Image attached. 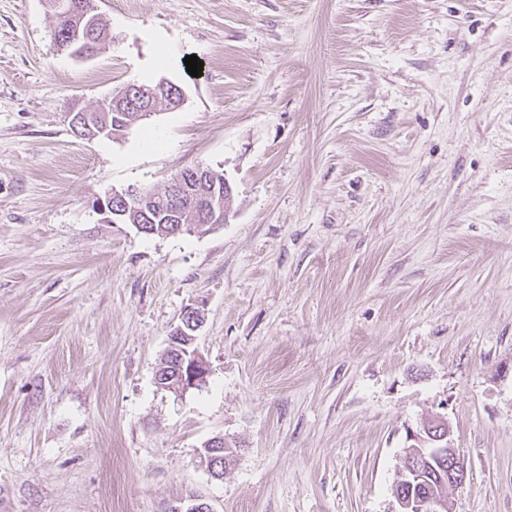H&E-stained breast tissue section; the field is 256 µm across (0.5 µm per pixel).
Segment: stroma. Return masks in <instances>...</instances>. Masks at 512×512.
Listing matches in <instances>:
<instances>
[{"label":"stroma","mask_w":512,"mask_h":512,"mask_svg":"<svg viewBox=\"0 0 512 512\" xmlns=\"http://www.w3.org/2000/svg\"><path fill=\"white\" fill-rule=\"evenodd\" d=\"M96 8L112 41L78 61L53 0H0V512H396L437 417L468 465L454 512H512V0ZM161 80L179 107L71 131ZM195 165L234 190L207 233L95 206ZM197 301L211 375L179 396L155 374ZM160 82V81H159ZM157 82V83H159ZM155 84H144V83H131L126 84L127 85H133L138 87H149V88H141L140 89V95L143 96V100L150 99V102L153 103L152 105L148 102L144 105V103L135 104L132 107H128V105H124L122 108L119 109H113L112 108V100L108 103H102L98 104L96 106H93V108L90 109L91 112H89L87 107H82L77 109L75 112L68 113V119L71 120V126L76 129L75 124L79 121L86 122L85 128H89V119L90 114L94 115V118L90 120L91 129L83 130L80 133V136L82 138H85L84 136L91 134V130H93L97 136H103L107 138L117 139L120 136L124 134V132L131 127L135 122L147 119V116H151V114L154 112L155 102L154 99H157L159 88H164V90L167 88L164 87H158L154 88L151 86L156 85ZM83 109V110H82ZM82 110V111H81ZM81 111V112H80ZM89 112V113H87ZM121 114V115H120ZM70 127L72 132L75 134L73 128ZM76 135V134H75ZM224 446L227 447L224 436L218 435L205 442L199 452L201 462L210 476L216 480L224 478V474L230 469V467L224 468V461L227 462L236 453V449L224 448Z\"/></svg>","instance_id":"obj_1"}]
</instances>
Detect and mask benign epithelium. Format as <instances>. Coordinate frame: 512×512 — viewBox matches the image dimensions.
I'll return each instance as SVG.
<instances>
[{"mask_svg":"<svg viewBox=\"0 0 512 512\" xmlns=\"http://www.w3.org/2000/svg\"><path fill=\"white\" fill-rule=\"evenodd\" d=\"M203 190L213 198L206 209L199 211L197 222L214 226L224 223V214L231 213L234 191L230 182L222 175L204 166L183 169L173 176L167 186L166 196L169 201L168 217L172 224L183 223V204L192 198V192ZM141 190L136 187L112 191L106 201L99 202L101 210L112 215L110 222L122 223L131 204L139 202V211L148 216L145 202L139 201ZM204 322V310L198 304L187 306L180 317L179 323L173 327L168 337L167 351L174 356L175 373L159 369L156 383L164 390L182 394L191 389L204 387L211 374L208 362L195 349V342ZM418 444L406 448L410 452L416 450L435 459L448 458V487L462 485L467 477V463L460 449L453 446H440L429 428H424V435L417 438ZM236 449L226 447L224 437L214 436L204 443L199 452L201 462L210 476L216 480L224 478V462L234 457ZM400 512H452L450 500L437 495L429 496L422 502L409 499L399 500Z\"/></svg>","mask_w":512,"mask_h":512,"instance_id":"obj_1","label":"benign epithelium"}]
</instances>
